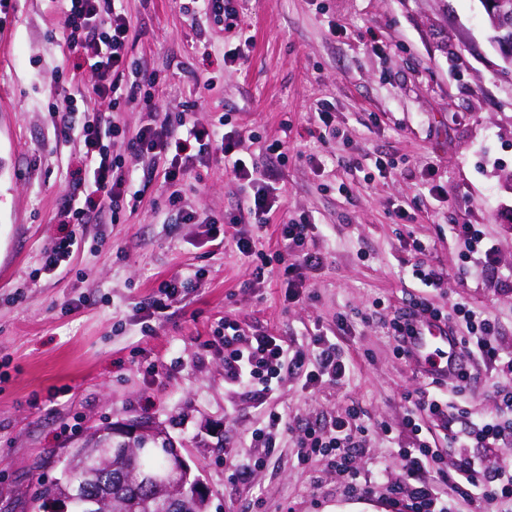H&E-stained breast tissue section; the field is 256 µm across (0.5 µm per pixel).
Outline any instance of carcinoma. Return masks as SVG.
Wrapping results in <instances>:
<instances>
[{
    "label": "carcinoma",
    "instance_id": "cac0c4a2",
    "mask_svg": "<svg viewBox=\"0 0 512 512\" xmlns=\"http://www.w3.org/2000/svg\"><path fill=\"white\" fill-rule=\"evenodd\" d=\"M176 457L177 449L165 439L147 441L139 436L131 445L107 437L89 441L68 452L62 460L61 477L36 488L35 508L37 512H53L77 485L87 497L105 496L109 512H206L208 498L199 496L191 481L184 486L179 508L174 511L164 498L140 483L146 472L167 475Z\"/></svg>",
    "mask_w": 512,
    "mask_h": 512
}]
</instances>
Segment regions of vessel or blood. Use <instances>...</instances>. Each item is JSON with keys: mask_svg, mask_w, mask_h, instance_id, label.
Listing matches in <instances>:
<instances>
[{"mask_svg": "<svg viewBox=\"0 0 512 512\" xmlns=\"http://www.w3.org/2000/svg\"><path fill=\"white\" fill-rule=\"evenodd\" d=\"M407 349L412 358L432 362L435 373L448 376L457 372L460 344L457 336L444 325L431 320L417 322Z\"/></svg>", "mask_w": 512, "mask_h": 512, "instance_id": "b4317fda", "label": "vessel or blood"}]
</instances>
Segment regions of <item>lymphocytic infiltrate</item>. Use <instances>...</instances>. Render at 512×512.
Here are the masks:
<instances>
[{"mask_svg": "<svg viewBox=\"0 0 512 512\" xmlns=\"http://www.w3.org/2000/svg\"><path fill=\"white\" fill-rule=\"evenodd\" d=\"M191 2L192 15L223 24L226 30L235 32L240 44H250L252 37L241 25L239 0ZM63 24L70 47L80 52L94 78L96 109L79 131L84 167L72 177L67 199L59 211L61 223L85 224L92 214L104 210L119 216L128 204L132 166L152 156H169L163 175L168 185L183 181L194 166L210 163L218 156L244 189L236 212H204L174 192L169 194L168 203L176 219L184 224L204 225L209 236H216L219 225H232V246L241 254H256L259 232L271 225V217L281 208V199L274 175L241 158L245 129H229V119L224 114L210 125H197L186 107L173 114H159L150 95L157 75L146 66L129 61V21L116 10L113 0H63ZM123 101L140 104L143 117L135 137L128 142L127 159L121 160L113 157L108 143L119 128L108 122L106 115ZM274 228L286 249L279 257V275L286 284V299L293 300L300 296L310 274L324 264L321 253L309 247L316 226L309 216L302 215L283 220ZM197 288L192 275L162 281L142 308L144 331L152 332L154 321ZM418 307L425 318L460 332L467 361L493 368L502 365L506 373L497 390L498 413L476 421L467 419L460 403L473 374L462 373L445 381L433 378L417 392L405 418L414 441L397 449L407 461L405 512H453L448 500L423 477L430 465L442 462L443 451L437 448L434 438L424 434L418 422L422 416L447 431L449 444L461 448L454 481L462 495L489 504L512 500V465L500 466L492 460L495 448L507 441L512 443V352L499 343L492 319L467 304L455 303L447 312L423 301ZM219 339L224 347L225 383L250 398L273 397L282 371L288 368L300 371L305 386L311 389L325 381L343 383L349 375L347 359L335 341L320 331L309 338L314 350L310 360L283 337L262 330L245 332L231 318L222 321ZM369 431L355 410H345L325 424L308 426L298 444L297 456H329L332 466L344 477L347 491L357 492L361 488L360 472L353 459Z\"/></svg>", "mask_w": 512, "mask_h": 512, "instance_id": "f902f5d3", "label": "lymphocytic infiltrate"}]
</instances>
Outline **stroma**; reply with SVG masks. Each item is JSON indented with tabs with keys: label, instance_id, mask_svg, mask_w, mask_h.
<instances>
[{
	"label": "stroma",
	"instance_id": "stroma-1",
	"mask_svg": "<svg viewBox=\"0 0 512 512\" xmlns=\"http://www.w3.org/2000/svg\"><path fill=\"white\" fill-rule=\"evenodd\" d=\"M62 0H12L0 22V512H32L30 496L57 477L58 458L93 434L127 424L160 429L209 489L208 512H403L394 494L405 471L392 441H410L408 395L424 386L387 328L419 297L450 309L466 302L495 317L512 349V68L502 60L481 0H245L253 35L239 66L223 25L194 20L180 0H118L131 25L130 56L156 71L160 113L194 109L198 123L226 113L259 136L249 148L260 170L279 175L288 212L315 222L324 267L288 301L278 277L255 284L257 257L208 242L166 207V158L136 171L140 195L119 220L77 226L68 265L41 268V253L67 225L57 213L80 161V129L95 106L91 75L63 29ZM331 103L342 140L313 117ZM281 139L287 160L262 141ZM396 169L380 177L376 157ZM437 182L447 198L429 191ZM181 191L206 211L232 213L241 187L220 160L194 168ZM404 217H396L395 209ZM477 224L497 247L495 269L463 260L455 228ZM422 244L447 271L442 291L410 273ZM190 270L200 290L141 329V308L159 282ZM287 337L312 354L315 330L333 334L350 362L347 380L305 389L295 370L275 398L249 400L224 382V351L212 332L224 316ZM501 378L480 370L466 396L472 419L496 410ZM356 408L371 432L356 454L368 493L351 496L327 457L298 461L308 424ZM292 432L256 449L250 435L271 412ZM440 470L425 478L456 512H512L459 498L446 478L457 455L441 431ZM265 459L249 482L225 461Z\"/></svg>",
	"mask_w": 512,
	"mask_h": 512
}]
</instances>
